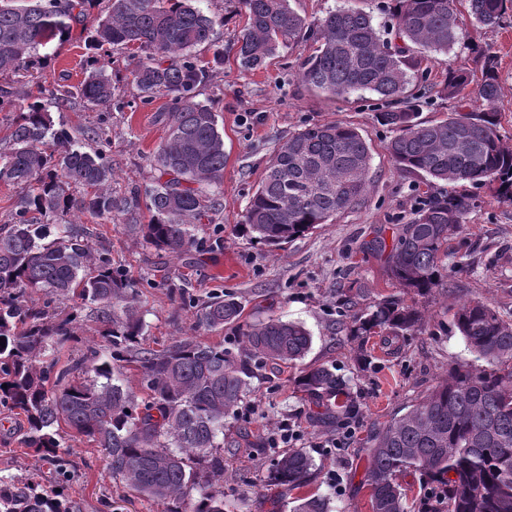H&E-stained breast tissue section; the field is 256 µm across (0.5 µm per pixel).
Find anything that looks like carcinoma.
<instances>
[{
	"label": "carcinoma",
	"mask_w": 512,
	"mask_h": 512,
	"mask_svg": "<svg viewBox=\"0 0 512 512\" xmlns=\"http://www.w3.org/2000/svg\"><path fill=\"white\" fill-rule=\"evenodd\" d=\"M97 0H0V112L17 108L12 84L40 69V50L71 35ZM109 12L95 20L89 48L137 57L133 81L141 102L171 100L169 133L156 160L160 178L144 192L148 222L144 240L179 256L195 242V223L214 210L209 188L224 178V140L212 107L195 101L199 86L224 66L216 26L198 0H108ZM458 0H395L397 35L404 45L382 39L366 12L344 7L309 20L289 0H239L246 22L233 45L246 70L264 68L276 51L300 41L312 52L296 77L308 90L334 100L357 92L390 104L379 113L393 136L388 153L398 168L429 186L448 185L423 198L413 217L399 226L388 251L391 279L426 295L441 286L448 241L478 206L486 188L497 202L512 205V147L503 142L495 103L501 93L495 54L483 58L475 107L470 73L448 71L437 89L455 101L442 121L419 119L410 83L424 61L448 53L465 39ZM512 0H468L476 22L498 26ZM212 51L200 58L203 49ZM116 87L100 58L90 60L81 85L37 86L26 111L12 120L10 148L0 153V182L19 188L8 221L0 225V406L26 419L22 444L68 481L72 464L60 424L106 451L113 477L141 496L167 505V512H224V423L238 414L253 377L251 360L288 364L302 360L311 336L298 323L269 317L241 329L238 351L194 337L162 350L141 347L143 320L138 291L112 268L109 254L94 252L91 233L63 225L46 241V226L74 212L112 217L128 201L112 196V164L100 151L75 145L49 108L80 98L110 104ZM371 152L363 135L342 121L313 123L288 136L243 215L248 236L278 248L361 204L367 192ZM41 291L43 306L29 303ZM73 295L97 306L107 328L106 349L90 344L77 360L63 359L76 339L77 316L50 319L56 296ZM234 298L216 296L202 305L207 329L236 322ZM350 335L403 336L420 321L418 310L399 298L361 307ZM460 335L486 366L454 364L448 376L413 405L370 433V459L363 484L372 512H512V323L480 300L455 314ZM137 370L140 393L123 369ZM315 406L313 423L326 425L355 413L347 382L325 365L306 367L295 380ZM313 458L301 449L270 458L268 479L290 490L312 475ZM420 472L441 491L409 503L398 476ZM0 512H75L68 500L49 498L33 485L0 477Z\"/></svg>",
	"instance_id": "carcinoma-1"
}]
</instances>
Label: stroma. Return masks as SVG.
Segmentation results:
<instances>
[{
  "label": "stroma",
  "mask_w": 512,
  "mask_h": 512,
  "mask_svg": "<svg viewBox=\"0 0 512 512\" xmlns=\"http://www.w3.org/2000/svg\"><path fill=\"white\" fill-rule=\"evenodd\" d=\"M291 5L311 20L353 7L370 12L379 27L392 24L393 0H291ZM203 7L224 19L218 29L224 65L199 87L196 99L217 113L226 160L223 183L214 190L217 206L197 225L193 247L176 258L147 244L139 226L147 222L148 213L133 203L113 220L82 213L69 221L74 228L89 230L93 249L109 253L113 266L138 288L143 347L159 350L188 336L236 347V326L209 330L199 322L203 303L230 295L243 307L241 323L273 316L302 324L312 337L302 366H332L348 379L356 419L319 427L312 424L311 409L295 387L301 366L253 361L251 388L238 418L230 420L225 431L223 486L229 512H293L298 498L311 495L326 499L330 512H372L369 490L362 484L370 431L423 399L445 377L449 364L476 361L454 325L458 306L480 299L512 322V205L500 204L488 190H480V205L453 236L442 259V287L425 296L403 291L388 274L386 255L371 251L370 244L379 237L392 241L426 186L420 177L401 172L390 158L386 144L391 132L377 120L381 101L367 93L334 101L304 88L296 72L311 51L305 43L280 49L263 69H242L232 50L244 23L234 0H204ZM458 20L471 46L428 61V82L439 86L448 70L462 66L480 70L478 51L492 46L501 84L495 104L500 132L512 144V13L495 28L480 26L465 9ZM46 52L41 71L46 87L84 80L85 40L74 37L47 46ZM135 66L129 52H113L108 70L122 107L74 100L51 111L54 123L64 125L79 142L85 141L89 129L106 125L112 194L126 199L133 189L159 177L155 154L168 135L163 115L169 99L159 96L141 103L133 83ZM327 121L354 124L370 146L365 199L313 233L269 251L240 230L247 204L277 147L304 124ZM349 286L358 290L365 305L387 297L404 299L421 311V326L393 345L384 337H371L366 351H359L349 334L350 311L337 295L338 289ZM76 308L81 311L79 341L67 352L74 359L87 344L100 342L104 329L95 306L77 298L55 301L48 314L63 316ZM284 421L297 433L292 447L306 450L316 468L305 487L292 491L267 483L269 457L256 449ZM23 425V419L0 409V476L31 482L49 496L63 491L80 512H165L164 504L141 497L113 478L102 450L69 429L63 435L72 449L75 472L68 483H60L53 469L22 445Z\"/></svg>",
  "instance_id": "stroma-1"
}]
</instances>
